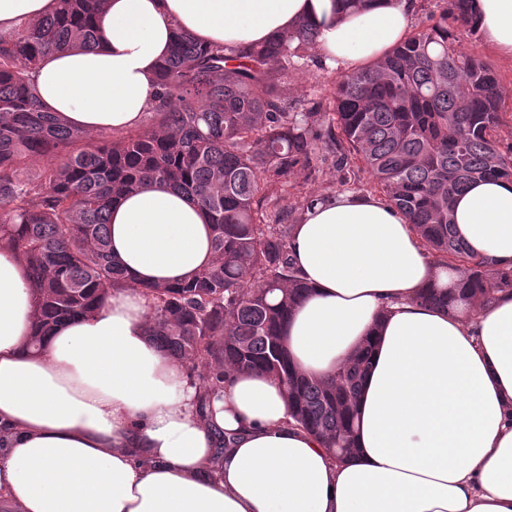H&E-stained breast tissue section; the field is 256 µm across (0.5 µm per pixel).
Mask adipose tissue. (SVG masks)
Returning a JSON list of instances; mask_svg holds the SVG:
<instances>
[{"label": "adipose tissue", "mask_w": 512, "mask_h": 512, "mask_svg": "<svg viewBox=\"0 0 512 512\" xmlns=\"http://www.w3.org/2000/svg\"><path fill=\"white\" fill-rule=\"evenodd\" d=\"M54 0H0V34ZM477 30L512 59V0H475ZM318 30L326 65L347 73L400 44L410 0L342 11L336 0H107L100 45L63 49L32 75L39 99L88 132H120L155 105L175 28L239 50ZM470 253L512 266V180L471 183L454 203ZM110 250L129 286L30 351L27 266L0 249V505L7 512H512V289L450 312L420 303L453 287L406 217L377 195L338 192L305 209L290 256L308 294L282 330L291 362L333 376L371 342L354 451L332 458L294 426L279 383L224 377L208 421L202 388L149 335L146 286L209 266L211 227L189 197L151 184L114 204ZM230 440L215 456L217 432Z\"/></svg>", "instance_id": "1"}]
</instances>
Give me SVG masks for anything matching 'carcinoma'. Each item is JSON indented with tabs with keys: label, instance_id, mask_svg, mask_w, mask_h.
Instances as JSON below:
<instances>
[{
	"label": "carcinoma",
	"instance_id": "obj_1",
	"mask_svg": "<svg viewBox=\"0 0 512 512\" xmlns=\"http://www.w3.org/2000/svg\"><path fill=\"white\" fill-rule=\"evenodd\" d=\"M441 2L436 21L340 75L328 107L288 100V71L316 46L311 21L231 54L177 29L151 124L110 140L48 111L30 79L48 54L99 44L105 0H57L46 17L0 35V247L29 268L31 345L127 282L109 252L112 205L163 183L205 212L214 261L190 282L145 289L152 341L201 380L203 405L220 397L224 372H262L283 386L294 425L332 455L350 454L369 351L326 380L288 360L281 330L309 288L288 255L293 225L267 223L268 212L288 179L319 178L324 152L344 182L353 164L369 174L433 260L459 271L463 300L512 288V270L471 256L453 224L455 197L471 182L512 179V146L501 151L494 135L504 103L495 74L459 44L457 28L476 30L471 0ZM31 164L41 165L35 177ZM419 300L454 302L437 291Z\"/></svg>",
	"mask_w": 512,
	"mask_h": 512
}]
</instances>
